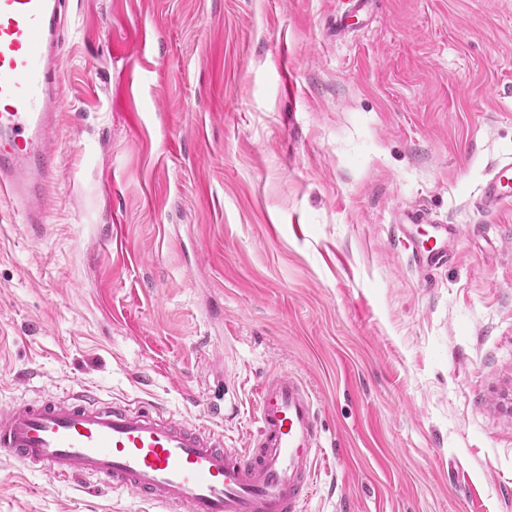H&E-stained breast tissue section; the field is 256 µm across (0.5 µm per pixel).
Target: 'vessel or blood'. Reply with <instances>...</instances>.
Instances as JSON below:
<instances>
[{
    "label": "vessel or blood",
    "instance_id": "obj_1",
    "mask_svg": "<svg viewBox=\"0 0 512 512\" xmlns=\"http://www.w3.org/2000/svg\"><path fill=\"white\" fill-rule=\"evenodd\" d=\"M63 7L64 0H0V201L33 239L45 233L56 178L48 144L63 102L56 68ZM479 205H512V157L491 170ZM440 229L432 244L412 246L418 270L447 263L459 227ZM257 395L255 429L242 448L153 404L104 402L83 389L0 409V452L17 468L93 479L167 512H303L326 455L315 396L289 371L268 374Z\"/></svg>",
    "mask_w": 512,
    "mask_h": 512
}]
</instances>
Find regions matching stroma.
Instances as JSON below:
<instances>
[{
    "instance_id": "obj_1",
    "label": "stroma",
    "mask_w": 512,
    "mask_h": 512,
    "mask_svg": "<svg viewBox=\"0 0 512 512\" xmlns=\"http://www.w3.org/2000/svg\"><path fill=\"white\" fill-rule=\"evenodd\" d=\"M68 0L44 239L0 202V407L83 386L244 447L318 400L306 512H512V0ZM348 29L336 34L337 16ZM460 225L420 275L396 222ZM0 512H162L22 471ZM481 208L497 209L512 205V157L499 162L490 172L478 201Z\"/></svg>"
}]
</instances>
